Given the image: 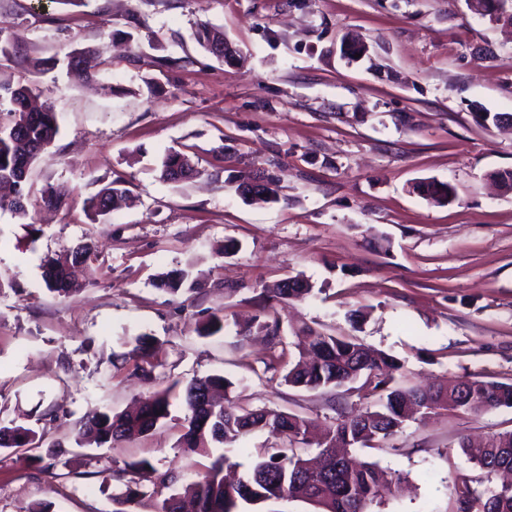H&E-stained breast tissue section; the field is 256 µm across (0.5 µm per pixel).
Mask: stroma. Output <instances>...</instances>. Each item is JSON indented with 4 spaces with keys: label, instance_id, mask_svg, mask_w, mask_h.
<instances>
[{
    "label": "stroma",
    "instance_id": "1",
    "mask_svg": "<svg viewBox=\"0 0 512 512\" xmlns=\"http://www.w3.org/2000/svg\"><path fill=\"white\" fill-rule=\"evenodd\" d=\"M240 52L224 62L195 40L199 24ZM108 45L87 81L38 60ZM0 123L9 88L36 87L61 130L23 185L24 213L0 209V419L43 436L0 451V512H112L114 471L149 460L184 472L185 408L112 448L77 447L96 406L126 409L172 381L221 373L239 409L261 406L333 420L364 402L355 391H305L259 379L270 349L234 331L203 338L215 312L246 321L263 287L302 275L304 301L278 304L284 338L309 327L384 351L404 386L483 377L512 383V26L468 0H0ZM360 54H353V47ZM500 116L483 127V113ZM201 177L161 180L166 153ZM279 199L250 201L239 173L269 167ZM122 180L128 198L104 219L88 199ZM450 183L437 204L414 186ZM64 198L57 209L41 195ZM235 252L224 253L227 240ZM93 242L94 274L65 298L43 260ZM182 270L186 289L154 286ZM166 343L153 382L116 370L140 333ZM512 430V408L442 411L407 423L368 461L412 491L382 492L370 512H456L462 484L486 475L459 446Z\"/></svg>",
    "mask_w": 512,
    "mask_h": 512
}]
</instances>
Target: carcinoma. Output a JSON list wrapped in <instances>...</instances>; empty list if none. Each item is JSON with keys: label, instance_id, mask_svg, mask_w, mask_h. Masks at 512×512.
<instances>
[{"label": "carcinoma", "instance_id": "obj_1", "mask_svg": "<svg viewBox=\"0 0 512 512\" xmlns=\"http://www.w3.org/2000/svg\"><path fill=\"white\" fill-rule=\"evenodd\" d=\"M196 41L208 52L224 40V34L208 25L195 31ZM101 47L74 49L39 63L43 71L66 67L87 76L95 74L101 64ZM13 108L11 121L0 124V183L20 186L31 166L50 146L60 131L59 116L49 107L29 108L36 96L35 88L21 85L8 89ZM187 178L194 173L190 159L183 153H167L160 176L173 181L177 171ZM419 193L434 202L446 203L456 196L448 183L417 186ZM121 181L103 185L90 198L89 207L96 216H107L123 197ZM97 260L88 243L75 245L63 259H49L42 265V278L48 290L59 296L69 293L75 269L92 271ZM186 273L173 270L160 276L157 286L170 294L182 290ZM312 286L299 276L279 281L259 295L263 319L257 330L265 333L272 353L263 361L262 375L268 381L280 382L306 391H333L347 383L363 380L360 389L379 399L356 412L334 419L327 427L324 439L309 438L311 421L297 414L260 407L238 411L210 398L221 389L228 397L235 383L222 374L196 378L185 386L174 382L157 392L133 413L114 414L110 409L95 412L78 429L74 441L81 446L94 443L97 447L118 441L143 437L170 415L171 400L182 399L186 414L184 432L179 447L187 453L209 455L214 448H233L249 434L266 431L281 436L287 446L265 448L258 452L253 465L236 483L224 481V467L229 458L221 453L203 470H194V479L184 485L181 477L156 474L153 465L143 459L128 462L115 479L121 488L112 494L116 505L113 512H134L132 507L144 499L152 502L151 512H185L184 497L191 496L195 512H238L240 503L258 504L287 495L309 501L319 512H368L369 506L382 489L402 488L406 483L400 475H392L373 463H354L337 456L336 449L348 447L373 448L378 441H387L399 433L415 414L455 410L480 415L500 407H512V383L474 377L454 384H438L419 389L392 385L390 373L401 368L391 355L367 347L348 336H335L311 331L298 354L287 356L286 343L280 335L281 321L271 299L304 300ZM230 327L246 339L252 326L242 327L230 322L222 313L212 314L197 329L200 336H213ZM133 352L140 363L135 373L152 379L155 368L163 365L164 343L155 336L141 333L134 337ZM41 437L31 427L11 420L0 421V449L37 448ZM476 465L488 474L512 472V431L493 433L474 457ZM458 512H512V485H486L480 492L464 483L457 491Z\"/></svg>", "mask_w": 512, "mask_h": 512}]
</instances>
